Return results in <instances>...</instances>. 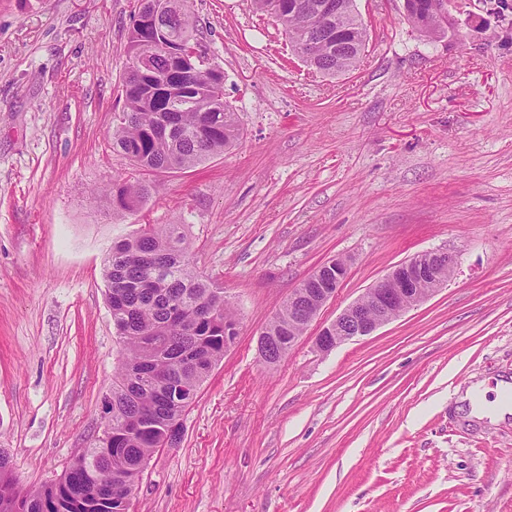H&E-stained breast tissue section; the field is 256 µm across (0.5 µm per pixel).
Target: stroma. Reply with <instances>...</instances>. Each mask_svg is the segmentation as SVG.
<instances>
[{
  "label": "stroma",
  "mask_w": 512,
  "mask_h": 512,
  "mask_svg": "<svg viewBox=\"0 0 512 512\" xmlns=\"http://www.w3.org/2000/svg\"><path fill=\"white\" fill-rule=\"evenodd\" d=\"M405 0H356L369 42L330 77L292 57L250 0H190L243 134L149 174L137 212L112 184L140 0H0V450L20 489L61 477L102 431L118 344L103 280L113 240L180 224L239 334L157 450L130 512H512V419L470 422L456 392L512 376V8L448 0L432 38ZM447 285L369 336L315 344L414 254ZM346 279L266 365L257 337L321 264ZM157 191L154 183L144 180L115 182L111 191L112 208L115 211L135 213Z\"/></svg>",
  "instance_id": "1"
}]
</instances>
